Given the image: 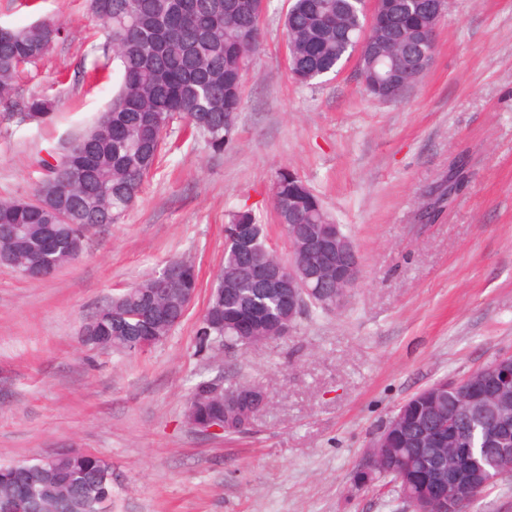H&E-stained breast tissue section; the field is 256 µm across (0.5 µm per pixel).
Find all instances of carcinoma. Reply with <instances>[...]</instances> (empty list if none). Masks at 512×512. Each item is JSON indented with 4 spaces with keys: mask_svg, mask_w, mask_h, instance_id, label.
I'll list each match as a JSON object with an SVG mask.
<instances>
[{
    "mask_svg": "<svg viewBox=\"0 0 512 512\" xmlns=\"http://www.w3.org/2000/svg\"><path fill=\"white\" fill-rule=\"evenodd\" d=\"M258 0H104L105 15L97 16L106 29L104 52L120 64L121 84L104 113L83 136L51 163L38 161L44 179L26 202L0 201V227H20L25 240L0 232V262L24 255L28 267L45 261L40 244L51 239L58 246L60 263L74 253L72 244L85 242L93 226L117 224L134 206L150 172L160 162L165 139L174 121L205 136L214 152H222L235 138L243 104L244 77L261 43ZM438 0H375L365 11L360 0H290L281 17L289 50L293 80L309 84L335 73L352 54L354 43L365 38L372 49L357 59V72L366 92L381 101L398 102L397 90L416 83L434 58L435 28L440 20ZM62 28L52 19L9 29L0 37V101L29 114H45L51 105L43 98L15 100L13 81L19 70L42 60L61 39ZM272 206L279 224H301L314 230L343 233L308 184L291 170L278 172ZM256 228L251 252L242 253L236 238L240 227ZM224 262L216 290L197 329L200 349L236 346L241 326L271 340L283 338L285 311L280 300L252 279L251 265L265 258L261 221L250 210L232 211L224 226ZM185 275L184 288L198 287L192 262L171 259L165 268ZM144 303L155 305L173 318L184 317L180 289L166 286L153 275L107 303L109 313L97 320L95 339L112 350L137 353L138 336H152L159 344L170 323L123 329L116 317ZM202 382L191 388L185 417L221 420L224 403L200 396ZM497 391L487 376L476 377L471 397L483 402ZM454 393L448 379L421 389L401 404L398 421L374 449L372 483L388 481L413 512H441L435 472L448 462V447L438 439L441 420H456L459 447L473 451L475 462L459 459L458 466L475 484L473 497L459 512L490 487L488 463L479 449L486 446L485 428L472 416H455ZM30 471L0 464V501L25 495L31 512H99L102 500L112 502V464L100 456L74 453L57 458L47 469L38 462Z\"/></svg>",
    "mask_w": 512,
    "mask_h": 512,
    "instance_id": "cac0c4a2",
    "label": "carcinoma"
}]
</instances>
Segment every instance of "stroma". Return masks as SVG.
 Wrapping results in <instances>:
<instances>
[{
  "instance_id": "35a3bbf8",
  "label": "stroma",
  "mask_w": 512,
  "mask_h": 512,
  "mask_svg": "<svg viewBox=\"0 0 512 512\" xmlns=\"http://www.w3.org/2000/svg\"><path fill=\"white\" fill-rule=\"evenodd\" d=\"M286 6L267 0L224 153L173 133L137 205L92 230L77 261L44 281L0 267V464L98 455L112 465V512H411L392 488L356 485V463L416 392L512 352V0H448L430 69L396 103L371 99L351 62L314 85L291 80ZM46 19L64 34L14 95L48 96L54 116L0 104V199L28 197L38 159L61 155L120 86L90 0H0V26ZM463 151L466 186L418 223ZM284 167L344 225L361 277L286 339L198 351L226 213L253 210L267 245L288 253L271 203ZM173 257L195 264L199 289L167 339L132 355L81 344L99 307ZM219 374L268 396L248 433L185 421L192 386Z\"/></svg>"
}]
</instances>
